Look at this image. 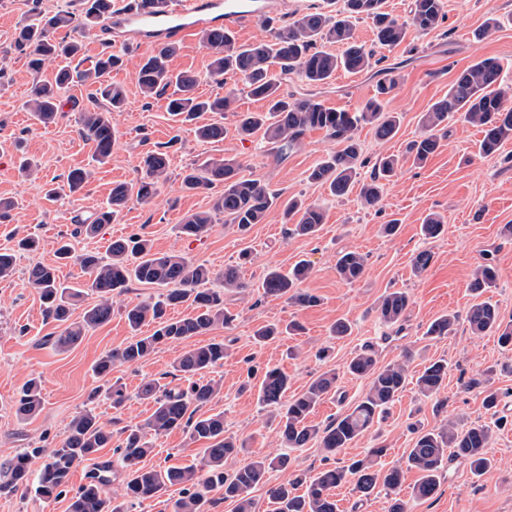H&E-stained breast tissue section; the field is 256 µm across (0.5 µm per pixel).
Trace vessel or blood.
Segmentation results:
<instances>
[{
    "instance_id": "vessel-or-blood-1",
    "label": "vessel or blood",
    "mask_w": 512,
    "mask_h": 512,
    "mask_svg": "<svg viewBox=\"0 0 512 512\" xmlns=\"http://www.w3.org/2000/svg\"><path fill=\"white\" fill-rule=\"evenodd\" d=\"M268 11L267 0H172L165 12L130 9L114 13L113 21L127 28L134 44L156 46L192 41L219 26L229 29L263 18Z\"/></svg>"
}]
</instances>
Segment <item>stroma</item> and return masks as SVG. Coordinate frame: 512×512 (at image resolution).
I'll use <instances>...</instances> for the list:
<instances>
[{"instance_id":"obj_1","label":"stroma","mask_w":512,"mask_h":512,"mask_svg":"<svg viewBox=\"0 0 512 512\" xmlns=\"http://www.w3.org/2000/svg\"><path fill=\"white\" fill-rule=\"evenodd\" d=\"M341 6L342 0H277L270 12L273 26L252 21L236 27L234 35L245 44L268 42L272 27L286 26L306 12L332 14ZM79 9V0H0V200L12 204L9 220L0 222V249L29 233L40 239L39 250L19 255L13 275L0 281V460L26 448L38 449L29 467L32 473H39L46 461L45 451L58 447L72 419L87 409L102 421L114 420L122 427L140 423L151 412L150 404L135 396L141 383L170 377L172 365L183 351L213 340L224 341L230 355L212 374L220 391L203 411L223 414L226 434L249 442L248 453L233 459L232 467L245 465L255 455L276 456L282 449L274 410L258 398L266 367L276 366L287 374L292 396L323 372H336L335 394L329 395L312 417L313 423L323 426L362 397L366 380L349 375L346 366L355 352L370 345L379 364L407 358L413 376L429 361L446 359L448 385L437 396L427 398L414 384H407L388 415L342 452L340 461L363 456L380 440L388 448L381 466H403L415 429H429L448 419L466 425L489 420L480 388L469 385L489 369L494 387L504 393L498 407L503 423L488 450L490 469L476 477L461 460H450L434 495L423 500L411 498L419 475L406 470L400 496L406 500L408 512H512V372L501 369L504 363L512 364V351L500 347L494 336L473 335L463 322L441 338L425 334L436 317L465 313L474 301L469 279L487 257L493 258L499 269L497 286L490 295L503 321H512V140L496 154L479 155V129L452 115L439 152L421 168L404 160L386 185L381 202L368 208L357 194L334 197L326 186L309 181L310 170L327 153L340 148L323 131L307 132L295 148L283 154L265 144L261 135H239V113L263 111L264 104L247 95L239 77L226 76L220 85L210 78V53L204 41L179 44L171 66L194 74L203 96L235 91L236 100L222 118L224 139L216 143L199 141L195 122L175 121L166 110L165 99L143 97L136 83V66L140 58L149 55V47L114 39L98 25L82 38L86 61L94 62L109 47L125 51L127 58L126 65L110 75L112 83L124 87L127 99L123 110L112 115L116 135L112 155L100 163L92 144L80 135L78 124L80 111L94 106L92 86L73 84L61 98L58 120L41 124L23 104L35 83L53 80L58 65L51 62L41 72H32L26 57L10 47L16 29L34 12ZM445 10L447 19L442 27L425 34L411 33L404 44L387 53L389 63L399 66V83L388 96L386 108L400 114L401 124L397 135L387 142L378 140L371 126L359 129L367 161L361 170L363 178H370L382 155L403 157L408 144L423 132V112L445 96L457 75L475 60L498 58L512 78V0H445ZM378 80L372 70L340 72L322 88L319 98L326 106L353 112L375 94ZM152 150L167 152L170 159L168 180L158 195L146 203L130 202L97 237L76 242V249L103 252L113 239L140 234L151 239L155 251L180 253L216 271L239 262L245 249L250 250L251 260L242 264L244 291L224 295V306L233 317L229 325L162 346L140 363L115 368L113 379L124 384L131 395L117 414L109 401L88 399L100 383L93 365L103 353L130 338L125 305L157 295V288L132 283L127 293L114 300L109 323L90 331L71 350L59 353L44 343L57 330L43 318L39 297L28 282V270L38 263H54L57 242L70 233L75 219L104 206L113 183L142 177L141 159ZM209 155L236 159L243 175L267 185L282 202L296 197L320 205L325 219L318 234H290L277 207L265 223L245 232L219 216L206 236H181L177 226L183 218L209 210L213 202L212 194L183 190L181 173ZM24 159L35 167L34 175L20 173L19 163ZM76 167L88 173L83 190L49 198L47 189L61 186L69 170ZM430 213L444 222L443 234L435 239L421 233L422 221ZM394 219L400 224L397 235L381 234V225ZM424 249L434 258L418 275L412 260ZM343 250L359 251L367 261L363 276L352 283L342 281L336 273V258ZM300 260L311 265L303 288L318 296V304L304 308L283 298L264 296L260 284L266 271L272 267L285 271ZM395 290L409 295L399 332L378 315L383 296ZM339 320L351 326L349 335L341 338L331 334L332 325ZM291 322L300 325L295 334L263 346L254 343L253 333L260 326L283 327ZM32 377L41 380L43 408L37 416L21 421L15 414L16 397ZM203 448V443L175 430L155 438L154 450L144 463L159 469L197 465Z\"/></svg>"}]
</instances>
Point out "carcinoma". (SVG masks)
I'll return each mask as SVG.
<instances>
[{"mask_svg":"<svg viewBox=\"0 0 512 512\" xmlns=\"http://www.w3.org/2000/svg\"><path fill=\"white\" fill-rule=\"evenodd\" d=\"M81 17L68 10L42 15L35 22L16 29L13 48L28 56L29 67L40 72L46 63L61 57L76 59L81 54V43L56 37L62 29L86 31L112 13V0H82ZM364 19L372 24L375 42L380 48H395L405 42L410 31L430 32L440 27L446 19L444 0H413L410 18L400 22L385 10V0H343L336 15L321 11L308 12L294 19L288 26L274 31V42L236 44L232 32L216 28L209 32L205 43L211 54L210 77L224 83V75H239L245 81L248 94L266 102L263 112L239 114L238 131L250 136L262 132L265 142L283 154L298 145L310 130H323L343 144L313 167L308 179L325 184L330 193L340 197L360 186L362 202L373 206L382 197L385 182L394 175L399 160L386 156L379 160L370 180L361 179L365 166L363 149L357 137L364 125L374 129L381 140L393 139L400 128V116L385 111L383 97L395 89L398 74L386 65L387 56L358 42L355 22ZM340 44L344 50L333 54L324 50L327 44ZM177 53V46L166 43L137 64L136 80L145 98L167 96L166 110L173 117L182 116L191 121L205 112L222 113L233 103L235 92L202 99L196 94L198 79L187 73L175 74L169 62ZM124 65L123 55L106 52L100 55L92 68L61 66L54 80L38 84L32 90L25 106L35 118L46 125L55 121L60 108V93L65 87L88 80L96 84L95 97L102 105L80 113L78 120L81 136L94 146V156L99 162L112 155L115 144L112 113L121 110L126 99L123 87L106 80L114 69ZM278 66L280 75L293 72L301 74L306 84L321 88L329 84L336 72L355 74L377 69L382 79L377 84L376 95L358 111L347 112L325 106L310 95L294 99L280 92L279 75L271 71ZM458 112L463 119L481 128L483 138L479 150L492 155L504 142L512 140V84L506 80L502 64L493 57L479 59L458 74L448 94L434 102L421 116L424 132L409 145L408 154L416 166L424 165L441 148L436 135L448 116ZM200 140L213 143L224 139V125L215 121L197 127ZM144 175L135 182H116L108 204L85 219L75 220L68 238L57 242V264H41L28 271L31 286L39 294L45 320L60 328L57 336L50 337L52 346L66 352L78 345L87 333L112 319L113 299L128 291L131 283L138 282L162 289L155 297L128 304L124 316L135 333L123 346L104 353L95 363L93 371L104 384L95 388L89 399L99 396L109 400L112 408L123 409L130 399L125 386L109 376L117 366L131 365L147 359L160 345L201 336L218 325H226L232 316L224 311V294L202 287L212 278L220 280L224 289L243 288L239 267L228 265L216 274L202 264H196L178 253L152 251L150 240L134 234L111 242L105 255L94 251H74L72 240L84 236L93 238L104 224H110L130 201L145 203L151 200L168 179L169 159L166 153L151 151L142 158ZM87 179L86 171L73 168L66 175L64 187L68 192H79ZM182 188L186 191H206L219 185L224 191L216 196L209 211L186 216L180 232L188 237L201 238L213 224V215H224V223L235 224L241 231L254 224L263 223L278 196L260 182L240 174L239 164L222 156H209L199 164L184 170ZM283 218L294 225L292 233L313 236L323 224L322 209L291 198L283 208ZM422 234L436 238L444 231L441 219L433 214L425 217ZM38 241L30 236L17 240L16 248L0 249V280L13 275L16 251H32ZM72 261L88 275L82 288L65 286L58 276V264ZM365 257L354 250L342 251L336 259V273L346 282L361 278L365 271ZM310 273V265L301 260L288 272L276 269L266 272L260 288L266 297L285 298L299 306L317 303V297L298 288ZM498 269L493 259L480 265L469 282L478 302L472 304L460 317L448 313L434 319L425 335L430 338L449 335L461 321L467 323L472 333L496 334L502 347L512 350V324L503 323L498 308L481 299L486 289L495 285ZM94 295L97 302L84 309L80 320L72 319L75 306L83 296ZM190 303L192 313L180 318L171 317L168 311ZM409 304L404 291L387 294L378 309L380 319L400 327ZM153 326L149 334H141L144 325ZM227 345L211 341L184 351L175 361L174 376L189 381L185 388L163 383L159 379L145 381L137 397L152 404L151 414L140 424L123 428V440L114 449L116 458L102 466L106 475L91 478L71 497L70 512H126L125 502L146 501L162 497L167 488L182 486V496L172 503V512H209L213 491L234 504V512H252L248 491L268 483L273 470H285L289 465L286 455L275 457L255 456L246 465L227 468L228 461L245 450V443L225 433L224 416L206 415L201 409L218 393L217 384L203 381L201 376L224 365ZM354 377L368 380L367 389L354 407L325 426L311 422V416L324 399L336 388V373L327 371L311 381L299 395L288 397V376L279 368L266 370L259 386V399L268 406L279 408L278 434L282 447L304 448L315 442L325 453V459L339 455L354 441L368 432L393 404L408 380V367L403 361L378 365L374 348L369 347L355 354L347 365ZM448 379V361L429 362L418 373L415 385L424 397L440 393ZM43 399L37 379H30L19 392L16 415L25 420L36 415ZM182 429L197 440L206 443L202 466L171 467L164 470L148 468L142 460L151 453L149 437L160 436ZM494 430L487 424L474 422L466 427L446 420L440 427L417 432L412 447L406 455V465L420 474L412 495L416 499L431 497L437 488V479L444 461L452 456L468 464L470 472L480 476L490 467L487 448ZM112 442V429L92 412L76 416L70 423L60 446L52 449L37 476L29 468L31 456L39 448L25 450L0 463V474L5 481L0 492L25 490L34 485L36 493L44 499H57L69 492L73 471L85 462L99 458L102 449ZM387 452L386 445L377 443L368 454L352 459L344 466H329L309 476L296 472L292 478L272 485L267 493L273 512H336L334 491L351 482L354 491L362 497L370 496L377 487L393 494L389 512H406V503L398 498L402 485V471L398 468H376L377 460ZM119 469L123 474L122 492L106 496L111 479L108 472Z\"/></svg>","mask_w":512,"mask_h":512,"instance_id":"obj_1","label":"carcinoma"}]
</instances>
